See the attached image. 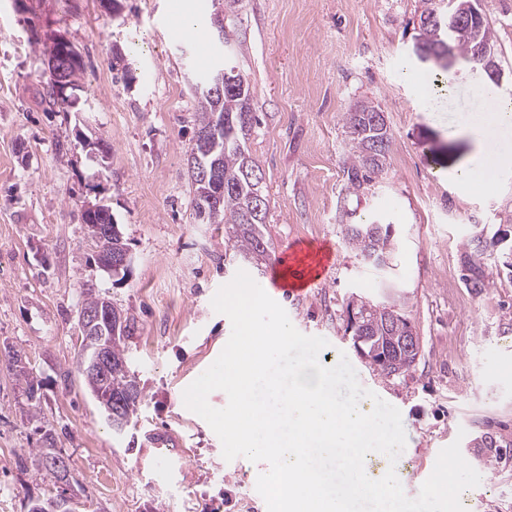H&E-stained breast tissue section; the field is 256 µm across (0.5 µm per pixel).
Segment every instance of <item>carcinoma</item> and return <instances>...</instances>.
Wrapping results in <instances>:
<instances>
[{
	"label": "carcinoma",
	"mask_w": 512,
	"mask_h": 512,
	"mask_svg": "<svg viewBox=\"0 0 512 512\" xmlns=\"http://www.w3.org/2000/svg\"><path fill=\"white\" fill-rule=\"evenodd\" d=\"M420 21L423 29L421 41L427 48H434L449 42L455 48L456 58L471 68L480 66L475 57V47L483 43L494 46V31L489 24L481 27L466 24H451L448 20V7L444 0H421ZM224 72L235 79V91L224 93V97L212 96L200 91L194 93L197 102L196 129L211 126L217 116L224 117V128L219 130L220 147L203 158L206 165L215 171L217 180L224 184L223 197L212 203L206 187L196 179H190L193 194L195 220L200 224H222L225 228L227 245L232 258L241 262L259 264L268 258V242L263 233L268 213V199H263L262 209L254 213L257 196L263 194V185L255 175H263L262 169L252 158L247 147L249 132L256 118L251 112V86L247 79L235 72V66L226 61ZM82 61L70 60L63 74L50 73V96L62 104L70 101V95H58L56 86L65 80L68 89L79 87ZM345 133L350 141V150L344 159V173L347 189L358 192L373 178L384 174L389 164L392 134L384 112L372 102L362 101L344 115ZM122 239L118 225H112V234H104L95 242L94 262L101 264L110 255L116 242ZM345 243L358 252L361 261L373 267L386 266L385 260L392 253L391 225L389 224H346ZM499 240L492 237L472 236L465 245L462 281L465 286L477 292L490 287L486 260L494 253ZM390 304L376 302L363 297L352 298L347 304L346 331L351 333L354 346L362 356L383 375H405L414 367L418 353L411 349L408 337L415 335L408 318L400 311L388 310ZM125 331L110 337L112 358V379L105 391L112 393V421L108 425L112 431L122 434L137 419L142 402V391L135 377L130 375L128 347L126 339L135 330L136 320L131 315L124 316ZM51 455L47 448H32L28 459L33 469L54 482L68 481L69 473L58 476L46 467V459Z\"/></svg>",
	"instance_id": "obj_1"
}]
</instances>
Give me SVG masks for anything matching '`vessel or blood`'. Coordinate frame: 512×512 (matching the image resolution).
<instances>
[{
  "instance_id": "b4317fda",
  "label": "vessel or blood",
  "mask_w": 512,
  "mask_h": 512,
  "mask_svg": "<svg viewBox=\"0 0 512 512\" xmlns=\"http://www.w3.org/2000/svg\"><path fill=\"white\" fill-rule=\"evenodd\" d=\"M333 261L334 254L330 249L302 244L276 256L274 270L283 292L302 295L323 280Z\"/></svg>"
}]
</instances>
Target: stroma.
<instances>
[{"mask_svg": "<svg viewBox=\"0 0 512 512\" xmlns=\"http://www.w3.org/2000/svg\"><path fill=\"white\" fill-rule=\"evenodd\" d=\"M183 0H0V512H28L55 493L27 448L54 435L77 482L76 512H267L256 489L264 463L225 460L183 392L228 342L229 318L211 304L238 270L270 288V266L225 254L224 227L192 215L188 157L203 71L174 20ZM502 83L460 68L449 89L418 92L405 68L431 74L415 44L419 0H238L224 20L235 42L216 44L212 0H196V28L252 88L257 118L247 145L269 201L270 254L327 244L334 264L310 296L275 300L302 334L325 338L323 366L347 357L360 385L398 408L406 434L401 482L416 497L439 452L459 443L483 483L465 512H512V166L483 189L458 178L475 150L471 126L491 98L512 105V0H481ZM65 34L82 59L76 105L49 98L46 35ZM378 104L392 133L388 170L355 193L343 159V115ZM66 155H59V148ZM105 201L132 257L125 277L93 261L81 220ZM392 227L387 265L365 266L343 227ZM507 233L489 260L492 287L460 286L464 244ZM133 315L128 341L143 401L114 434L78 371L80 283ZM391 294L420 342L415 367L382 376L344 332L352 296ZM30 371L19 379L10 351ZM36 383L29 394L28 383ZM167 437L171 473L156 467ZM508 441L489 464L482 436Z\"/></svg>", "mask_w": 512, "mask_h": 512, "instance_id": "1", "label": "stroma"}]
</instances>
